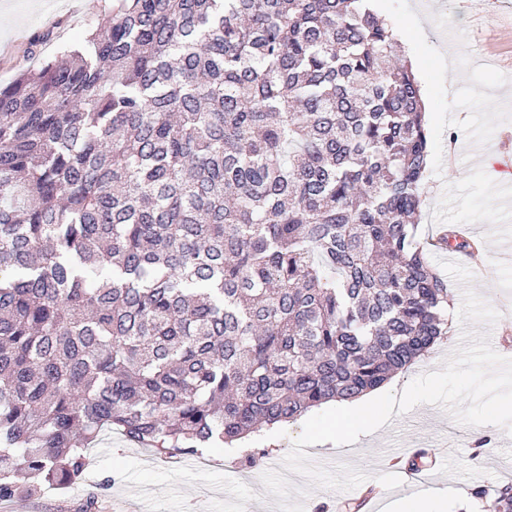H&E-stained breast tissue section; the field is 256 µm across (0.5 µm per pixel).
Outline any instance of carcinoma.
Wrapping results in <instances>:
<instances>
[{"label": "carcinoma", "instance_id": "obj_1", "mask_svg": "<svg viewBox=\"0 0 512 512\" xmlns=\"http://www.w3.org/2000/svg\"><path fill=\"white\" fill-rule=\"evenodd\" d=\"M398 47L372 0H113L0 85V499L75 481L105 429L231 445L447 334ZM470 498L512 512L511 483Z\"/></svg>", "mask_w": 512, "mask_h": 512}]
</instances>
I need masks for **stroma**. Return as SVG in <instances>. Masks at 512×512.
Instances as JSON below:
<instances>
[{
	"label": "stroma",
	"instance_id": "1",
	"mask_svg": "<svg viewBox=\"0 0 512 512\" xmlns=\"http://www.w3.org/2000/svg\"><path fill=\"white\" fill-rule=\"evenodd\" d=\"M498 2L482 0L490 18L483 27L473 22V0H376L374 9L390 24L416 26L399 59L417 62L414 74L428 111L429 167L420 189L417 236L427 242L455 225L474 240H497V247L471 265L469 285L452 280L448 286L454 302H462L468 287L499 312L494 326L476 323L472 329L489 332L493 348L501 352L512 348V206H504L497 192L502 174L496 162L500 152L512 151V95H499L496 88L512 87V68L484 60L490 30L512 29V15L500 12ZM111 18L110 0H0V84L58 59L62 47L108 25ZM44 32L50 40L32 44V37ZM480 90L486 93L481 100L476 97ZM460 335V324H453L427 356L389 380L392 392L402 393L420 374L441 369ZM302 427L298 419L254 432L243 448L215 445L204 467L189 456L158 458L106 433L75 483L21 489L8 501L7 512H113L117 502L128 503L133 512H278V499L266 493L260 476L280 469ZM477 433L444 410L423 404L392 416L356 443L340 447L326 442L308 447L307 453L316 464L344 463L365 472L366 486L380 490L373 512H387L391 500L437 488L452 489L447 512H457L461 501L456 490L478 485L492 490L512 482V435L493 427V448L477 460ZM445 438L452 447L436 464L423 466V480L411 481L407 467L387 461L389 449H400L406 459L418 450L431 451Z\"/></svg>",
	"mask_w": 512,
	"mask_h": 512
}]
</instances>
